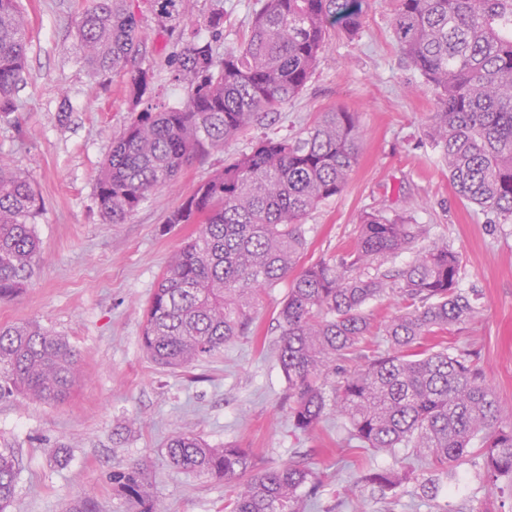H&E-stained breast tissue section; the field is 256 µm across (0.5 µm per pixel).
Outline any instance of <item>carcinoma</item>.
<instances>
[{
	"label": "carcinoma",
	"mask_w": 512,
	"mask_h": 512,
	"mask_svg": "<svg viewBox=\"0 0 512 512\" xmlns=\"http://www.w3.org/2000/svg\"><path fill=\"white\" fill-rule=\"evenodd\" d=\"M165 21L193 25L196 0H147ZM250 33L224 46V9L206 18L210 36L179 33L172 42V79L186 85L179 107L153 103L151 68L127 69L141 55L131 0H90L75 36L97 75L127 76L135 113L96 178L103 218L123 224L193 160L224 145L264 112H278L305 88L329 32L356 34L369 0H258ZM393 38L406 63L435 94L425 135L448 166L456 193L512 223V0H397ZM28 22L19 0H0V118L14 111L23 81ZM358 116L345 109L292 137H265L224 161L168 215L197 230L169 258L146 309L141 348L154 363L186 368L214 355L250 329L260 298L289 280L280 302L278 364L288 384L295 429L314 431L332 413L369 452L412 448L435 479L459 465L478 467L482 488L512 482V421L465 353L440 342L439 330L478 313L477 295L459 287L461 260L448 241L421 247L426 229L410 211L360 216L354 247L336 265L321 260L297 269L306 248L305 219L341 194L358 165ZM40 199L29 178L0 155V301L31 278L40 241L31 219ZM411 250L394 273H364L374 262ZM386 294L404 311L375 327L363 307ZM384 337L389 350L372 349ZM368 348L364 364L336 376V366ZM78 373L69 342L35 322L0 327V388L32 401L63 400ZM177 468L206 473L234 487L224 512H306L322 487L311 467L265 466L248 448L213 447L192 432L166 442ZM18 461L0 449V512L14 498ZM360 481L383 503L406 495L399 472L369 465ZM112 487L128 512H165L147 490L141 468L112 471Z\"/></svg>",
	"instance_id": "obj_1"
}]
</instances>
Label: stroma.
Instances as JSON below:
<instances>
[{
    "instance_id": "35a3bbf8",
    "label": "stroma",
    "mask_w": 512,
    "mask_h": 512,
    "mask_svg": "<svg viewBox=\"0 0 512 512\" xmlns=\"http://www.w3.org/2000/svg\"><path fill=\"white\" fill-rule=\"evenodd\" d=\"M370 3L359 34L330 32L298 97L184 168L126 223L110 224L99 212L95 178L113 136L136 112L126 79L97 76L88 67L74 36L85 0H22L27 65L16 110L0 120V154L40 196L33 223L41 254L24 290L0 303V326L35 321L66 338L80 373L59 404L0 397V448L19 462L7 512H64L84 500L96 512H126L110 476L132 464L142 466L166 512H224L231 485L170 463L165 445L178 430L213 445L252 449L275 465L312 464L323 478L313 512H512V489L487 493L468 464L431 497L378 502L356 482L357 472L371 459L398 467V458L369 457L332 414L312 433L293 427L277 361L276 317L287 283L262 296L248 333L192 367L162 368L141 350L146 305L170 253L193 232L166 224L168 213L225 158L248 151L258 138L294 135L343 108L359 115L362 155L346 189L303 224L300 266L344 258L363 211L412 208L429 236L447 239L459 253L462 287L482 297L475 319L449 327L443 339L471 355L512 413V224L491 223L452 190L424 136L434 95L403 60L390 28L396 0ZM133 6L143 40L137 64L154 72L153 99L179 105L186 93L171 80L168 36L145 0Z\"/></svg>"
}]
</instances>
